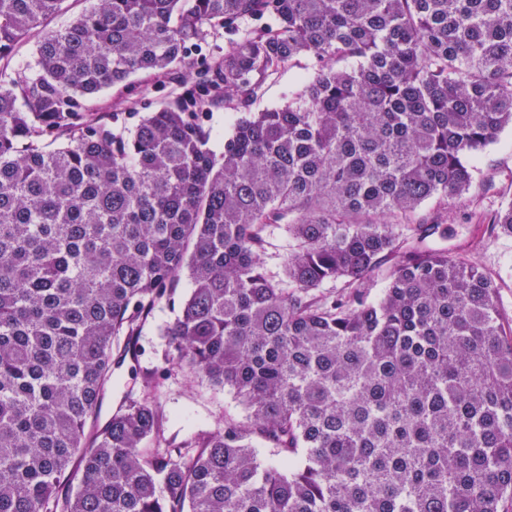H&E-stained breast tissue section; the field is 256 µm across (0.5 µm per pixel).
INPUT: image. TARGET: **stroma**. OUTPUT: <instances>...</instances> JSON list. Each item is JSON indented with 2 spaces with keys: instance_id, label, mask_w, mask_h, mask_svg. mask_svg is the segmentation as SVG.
<instances>
[{
  "instance_id": "stroma-1",
  "label": "stroma",
  "mask_w": 512,
  "mask_h": 512,
  "mask_svg": "<svg viewBox=\"0 0 512 512\" xmlns=\"http://www.w3.org/2000/svg\"><path fill=\"white\" fill-rule=\"evenodd\" d=\"M310 71L309 62L303 59L268 81L254 111L285 104L289 93L299 88ZM170 92V87L140 77L133 92L118 87L107 89L83 98L82 106L85 111L106 114L114 111L117 101L129 96L141 106L153 108ZM475 166V180L466 193L449 199L442 208L436 201H428L420 214H441L448 226L445 247L450 253L468 256L494 277L500 305L512 316V236L489 224L498 211L512 203V127L505 128L497 141L478 155ZM176 313L171 303L161 302L142 325L138 340L141 354L138 360H128L114 368L99 408V422H106L124 400L141 398L154 388L159 391L166 437L182 438L227 420L244 421L242 406L228 391L167 363V346L160 329Z\"/></svg>"
}]
</instances>
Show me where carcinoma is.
<instances>
[{"instance_id":"obj_1","label":"carcinoma","mask_w":512,"mask_h":512,"mask_svg":"<svg viewBox=\"0 0 512 512\" xmlns=\"http://www.w3.org/2000/svg\"><path fill=\"white\" fill-rule=\"evenodd\" d=\"M64 2L0 0V512H501L512 318L416 212L512 126V0H95L48 28ZM31 40L37 72L7 73ZM302 57L303 88L250 111ZM137 75L181 91L131 129L82 110ZM185 268L167 361L246 421L160 452L149 393L87 440ZM224 53V29L215 31L206 43L201 44L193 51V56L199 62L210 60ZM241 114L223 107L214 109L205 119L210 133V147L219 155L224 152V139L232 133L234 123Z\"/></svg>"}]
</instances>
